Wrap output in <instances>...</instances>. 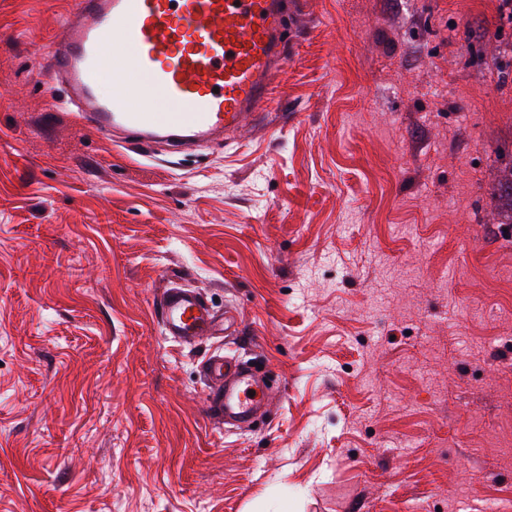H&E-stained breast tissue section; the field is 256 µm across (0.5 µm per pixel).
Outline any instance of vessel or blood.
Listing matches in <instances>:
<instances>
[{"instance_id": "obj_1", "label": "vessel or blood", "mask_w": 512, "mask_h": 512, "mask_svg": "<svg viewBox=\"0 0 512 512\" xmlns=\"http://www.w3.org/2000/svg\"><path fill=\"white\" fill-rule=\"evenodd\" d=\"M291 13V0H76L39 71L83 125L174 159L257 119L288 61ZM160 317L185 344L224 333L189 288H167ZM201 372L211 418L246 425L266 411L270 392L244 361L213 353Z\"/></svg>"}]
</instances>
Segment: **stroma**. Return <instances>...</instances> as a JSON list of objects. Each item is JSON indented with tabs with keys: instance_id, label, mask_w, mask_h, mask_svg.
I'll list each match as a JSON object with an SVG mask.
<instances>
[{
	"instance_id": "obj_1",
	"label": "stroma",
	"mask_w": 512,
	"mask_h": 512,
	"mask_svg": "<svg viewBox=\"0 0 512 512\" xmlns=\"http://www.w3.org/2000/svg\"><path fill=\"white\" fill-rule=\"evenodd\" d=\"M74 7L0 0V512H512L501 0H301L268 128L171 163L42 80ZM174 283L235 334L165 336ZM201 372L209 388L207 412L211 418L248 425L255 415L267 410L269 389L257 382L244 361L212 353L202 361Z\"/></svg>"
}]
</instances>
